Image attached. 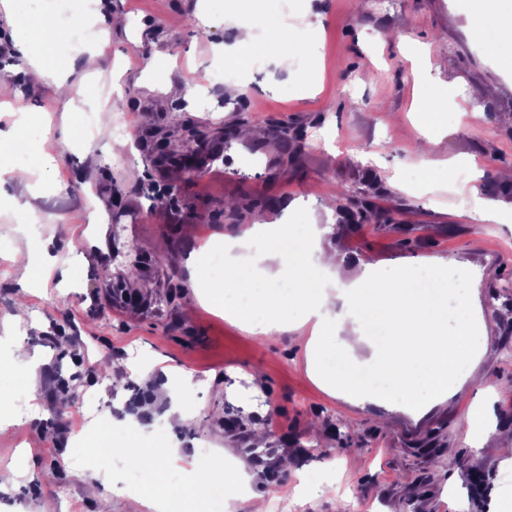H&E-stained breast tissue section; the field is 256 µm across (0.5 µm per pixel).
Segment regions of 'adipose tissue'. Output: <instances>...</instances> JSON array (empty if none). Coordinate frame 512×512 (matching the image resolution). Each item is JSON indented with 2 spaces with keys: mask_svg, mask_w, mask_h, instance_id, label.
Listing matches in <instances>:
<instances>
[{
  "mask_svg": "<svg viewBox=\"0 0 512 512\" xmlns=\"http://www.w3.org/2000/svg\"><path fill=\"white\" fill-rule=\"evenodd\" d=\"M234 52L262 55L275 45L279 55L294 53L288 41V25L264 18L236 22ZM268 32L260 41L258 28ZM469 33L495 55L512 59V18L506 17L503 0H481L471 15ZM262 252L280 261V280L289 282L291 293L276 288L253 292L245 267L224 265V277L211 285L207 297L223 304L225 313L254 335L269 334L285 315H292L293 328L312 324L309 346L318 362L327 363L325 382L352 402L385 409L404 408L418 413L449 397L456 384L473 373V364L488 348V337L472 291L444 276L454 258L427 262L435 275L433 288L421 289L402 273L375 280L355 275L351 262L337 252L288 239V227L279 224L259 234ZM253 299H246V292ZM458 304V339L448 335V313L443 296ZM379 320L388 346L370 379L359 376L358 353L367 343V320ZM111 456L127 468L140 470L163 464L171 455L164 440L126 441L108 444Z\"/></svg>",
  "mask_w": 512,
  "mask_h": 512,
  "instance_id": "1",
  "label": "adipose tissue"
}]
</instances>
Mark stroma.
<instances>
[{
  "mask_svg": "<svg viewBox=\"0 0 512 512\" xmlns=\"http://www.w3.org/2000/svg\"><path fill=\"white\" fill-rule=\"evenodd\" d=\"M477 0H100L118 14L100 66L80 53H53L64 89L30 85L15 36V0L0 9V79L36 118L0 112V130L21 126L56 143L57 162L40 171L34 156L20 176L0 181V512H147L141 495L158 487L171 512L198 491L201 452L241 466L226 512H501L512 500V467L498 456L512 445V191L496 187L512 166V62L489 54L467 32ZM205 9L208 27L187 26ZM286 20L292 41L316 44L314 57L278 62L275 52L235 62L215 54L233 45L234 14ZM322 16L312 31L306 19ZM447 54L439 81L423 77L427 50ZM173 57L151 73V58ZM310 74L302 84L299 74ZM452 86L439 114L437 159L451 170L420 168L414 146L426 130L420 112L440 84ZM99 126L117 112L132 129L122 156L111 139L82 136L84 106ZM468 116H461L459 106ZM205 134L200 174L147 165L161 131ZM299 132L294 152L271 151L282 131ZM372 197L381 211L344 225L346 199ZM506 204L504 221L482 226L471 196ZM37 208L32 236L19 229L18 206ZM293 210H284L286 202ZM228 202L255 205L242 223L224 220ZM321 226L322 245L380 271L415 276L429 259L454 256L476 292L490 339L471 379L423 415L386 412L333 394L313 375L307 337L295 331L256 336L198 295L213 282L208 251L255 224ZM47 246L54 268L42 274L12 262L20 248ZM162 262L136 281L130 304L122 276L134 262ZM73 277H63V270ZM28 317L11 319L17 298ZM23 341L35 378L26 408L16 398L15 341ZM170 375H162L161 367ZM186 422L170 444L182 480L140 471L126 484L121 461L94 454L101 437H161L170 391ZM491 411L482 438L469 413ZM112 474L120 493H89Z\"/></svg>",
  "mask_w": 512,
  "mask_h": 512,
  "instance_id": "35a3bbf8",
  "label": "stroma"
}]
</instances>
